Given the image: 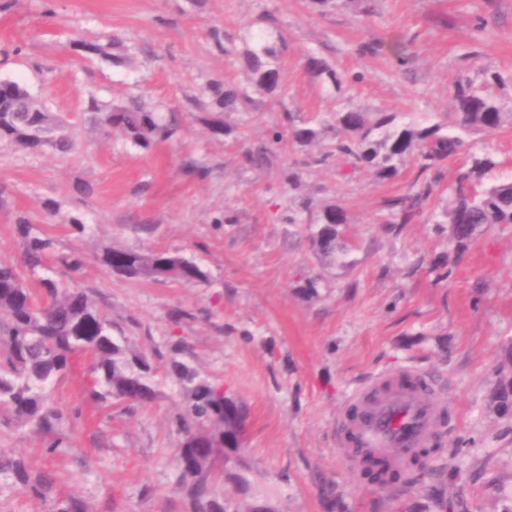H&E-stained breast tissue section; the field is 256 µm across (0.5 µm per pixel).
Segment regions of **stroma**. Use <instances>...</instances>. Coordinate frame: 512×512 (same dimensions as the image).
I'll use <instances>...</instances> for the list:
<instances>
[{
  "label": "stroma",
  "instance_id": "35a3bbf8",
  "mask_svg": "<svg viewBox=\"0 0 512 512\" xmlns=\"http://www.w3.org/2000/svg\"><path fill=\"white\" fill-rule=\"evenodd\" d=\"M357 0L320 10L309 0H9L0 11V80L47 99L73 128L78 148L61 156L0 145V262L22 265L15 217L51 235L57 251L85 258L79 280L131 348L153 351L164 379L152 404L128 412L86 397L89 360L77 358L53 390L56 406L81 410L70 421L73 446L45 455L41 435L0 425V455L50 472L56 490L79 496L90 512H188L173 491L179 441L170 416L183 394L168 379L173 343L189 363L223 383L249 408L247 452L256 494L238 496L240 512L270 501L274 512H512V417L490 407L494 369L512 357V224L479 229L440 278L454 252L449 228L430 213L449 203L458 159L441 167L427 210L389 226L387 199L411 193L404 168L390 183L359 171L338 177L306 167L288 142L273 143L283 113L309 117L336 108L313 82L304 56L315 51L359 74L348 96L358 107L435 120L452 110L453 87L478 80L483 66L512 96V0ZM273 16L288 41L279 60L282 87L255 91L244 112L223 116L193 107L214 79L241 80V36ZM224 32L216 49L212 29ZM79 39L137 46L131 67L71 51ZM365 44L376 54L361 53ZM409 62L399 65L398 53ZM113 104L133 95L180 108L176 137L142 150L99 138L82 119L88 96ZM474 151L499 162L489 178L512 180V128L469 135ZM261 147L269 165L245 159ZM209 168L205 179L187 162ZM299 164L300 188L285 177ZM91 186L83 194L81 186ZM342 205L345 260L314 253L301 225L288 221L304 198ZM87 224L79 235L74 222ZM178 253L208 274L200 283L127 279L96 260L100 243ZM317 282L304 289L306 280ZM184 312L172 321L171 310ZM413 366L446 388L451 427L429 456L431 475L400 486L361 480L336 446L339 412L372 376Z\"/></svg>",
  "mask_w": 512,
  "mask_h": 512
}]
</instances>
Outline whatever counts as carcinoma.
I'll return each mask as SVG.
<instances>
[{"label":"carcinoma","mask_w":512,"mask_h":512,"mask_svg":"<svg viewBox=\"0 0 512 512\" xmlns=\"http://www.w3.org/2000/svg\"><path fill=\"white\" fill-rule=\"evenodd\" d=\"M242 41L246 60L243 81H213L205 88L217 112L211 119L215 135L223 132L221 113L236 112L250 103L249 88L273 93L281 86L277 60L287 49L284 37L279 35L271 42L266 31L259 29L248 31ZM72 49L83 57L103 56L115 65H125L134 56V48L124 44L117 45L118 52L113 54L99 44L83 41L74 42ZM305 68L312 79L331 87L336 94V110L325 115H284L291 146L304 149L330 142L325 151L306 156L307 166H328L336 160L352 170H365L378 181L395 179L410 163L421 174L437 172L445 161L464 151L468 135L512 126V97L495 92L503 79L488 67L480 70L479 82L455 86L453 111L448 113L446 123H423L408 118L405 112L356 107L343 97V92L358 82L359 75L342 71L314 54L306 56ZM84 115L104 136H118L143 150L170 139L179 128L176 113L165 116L158 107H149L140 100L103 105L91 97ZM0 142L31 153L48 147L66 154L75 146L73 136L49 107L12 80H0ZM496 166L491 155L472 153L454 174L453 199L443 216L450 224V239L459 254L471 246L480 226L512 224V182L477 188ZM436 184L433 179L410 196L389 200L392 217L388 223H409ZM288 221L308 226L314 252L334 254L338 259L347 255L340 226L348 223V215L341 205L306 202ZM15 224L24 268L0 263V413H5L7 425L46 436L45 453L55 455L71 447V436L62 429L64 416L51 402L50 389L71 370L76 355L90 358L87 397L100 405L119 403L132 412L155 400L160 381L150 356L126 347L123 337L112 334V320L85 289L38 275L53 255L54 240L32 233V223L25 214L17 215ZM97 260L128 279L184 283L186 279L172 275L180 265L193 268V282L207 278L198 263L167 251H136L103 244ZM57 262L72 281L85 266L78 253L62 255ZM172 375L186 394L183 406L171 416L181 436L178 447L183 449L176 461L174 489L189 504L190 512H238L231 490H220L230 462L224 455V403L228 400L224 386L201 377L185 361H173ZM495 377L492 402L509 409L512 360L499 364ZM367 463L376 478L399 472L377 455L368 456ZM0 480L24 486L48 503V512H89L77 497L54 496L52 478L47 474L31 476L20 459L0 457Z\"/></svg>","instance_id":"1"}]
</instances>
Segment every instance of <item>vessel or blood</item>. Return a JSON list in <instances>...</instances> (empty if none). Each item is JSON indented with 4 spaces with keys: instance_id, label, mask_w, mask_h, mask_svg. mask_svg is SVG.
<instances>
[{
    "instance_id": "1",
    "label": "vessel or blood",
    "mask_w": 512,
    "mask_h": 512,
    "mask_svg": "<svg viewBox=\"0 0 512 512\" xmlns=\"http://www.w3.org/2000/svg\"><path fill=\"white\" fill-rule=\"evenodd\" d=\"M447 408L446 395L423 372L375 376L348 398L338 418L343 435L337 446L357 469L369 453L406 458L443 430Z\"/></svg>"
}]
</instances>
